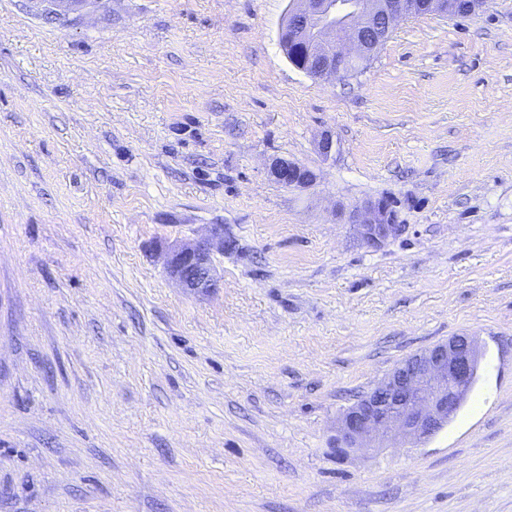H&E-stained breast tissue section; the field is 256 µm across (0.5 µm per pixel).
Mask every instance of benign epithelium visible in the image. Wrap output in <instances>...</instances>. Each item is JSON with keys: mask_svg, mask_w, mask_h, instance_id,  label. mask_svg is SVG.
Here are the masks:
<instances>
[{"mask_svg": "<svg viewBox=\"0 0 512 512\" xmlns=\"http://www.w3.org/2000/svg\"><path fill=\"white\" fill-rule=\"evenodd\" d=\"M471 13L464 0H290L281 31L302 49L300 70L327 80L346 76L344 63L372 56L404 18L431 12ZM270 177L286 188H307L315 174L288 159L275 158ZM351 223L368 246L380 247L400 230L395 211L385 200L365 204ZM224 251V225L203 240L168 247L169 277L194 294L220 288L213 251ZM481 352L472 336H453L397 366L370 393L350 406L336 426V451L347 453L380 441L390 431L417 444L441 431L456 416L472 390Z\"/></svg>", "mask_w": 512, "mask_h": 512, "instance_id": "obj_1", "label": "benign epithelium"}]
</instances>
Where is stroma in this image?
<instances>
[{"label":"stroma","instance_id":"35a3bbf8","mask_svg":"<svg viewBox=\"0 0 512 512\" xmlns=\"http://www.w3.org/2000/svg\"><path fill=\"white\" fill-rule=\"evenodd\" d=\"M288 7L0 0V512H512V0L330 81L282 51ZM380 199L373 248L348 217ZM215 224L198 296L155 246ZM460 335L482 369L448 426L336 455ZM270 177L286 188H307L315 182V174L298 162L275 158L269 165ZM395 222V211L385 200L368 202L351 218V223L356 224L361 240L366 245L376 248L381 247L400 230L401 224Z\"/></svg>","mask_w":512,"mask_h":512}]
</instances>
